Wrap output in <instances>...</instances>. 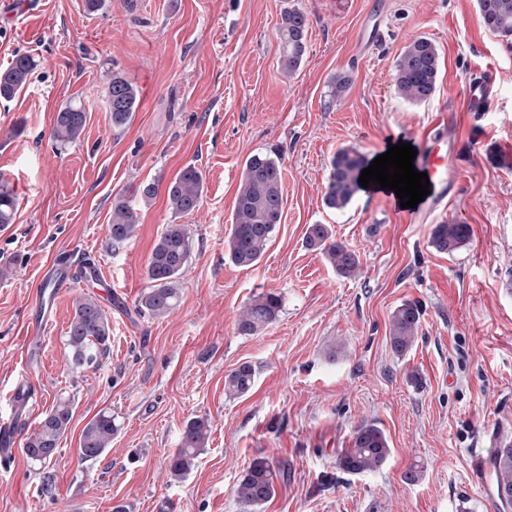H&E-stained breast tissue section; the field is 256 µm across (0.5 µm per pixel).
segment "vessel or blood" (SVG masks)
Segmentation results:
<instances>
[{
	"label": "vessel or blood",
	"mask_w": 512,
	"mask_h": 512,
	"mask_svg": "<svg viewBox=\"0 0 512 512\" xmlns=\"http://www.w3.org/2000/svg\"><path fill=\"white\" fill-rule=\"evenodd\" d=\"M495 95L494 76L485 72L470 79L465 87L464 97L469 105H489ZM450 124L449 114H439L424 134L425 143L420 163L436 189L431 209L444 205L449 194L457 189V177L453 170V156L456 147L453 141L445 140L444 130ZM108 277L100 261L94 255H87L81 263H74L64 257L53 262L40 276L30 307L37 313L29 323L31 334L45 332L52 324L51 312L54 302L76 283L95 281L107 282ZM41 399L34 385L17 386L11 394V419L0 422V461L9 460L20 445L17 424L32 416L39 408Z\"/></svg>",
	"instance_id": "b4317fda"
}]
</instances>
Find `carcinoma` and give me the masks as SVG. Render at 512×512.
I'll use <instances>...</instances> for the list:
<instances>
[{
	"instance_id": "carcinoma-1",
	"label": "carcinoma",
	"mask_w": 512,
	"mask_h": 512,
	"mask_svg": "<svg viewBox=\"0 0 512 512\" xmlns=\"http://www.w3.org/2000/svg\"><path fill=\"white\" fill-rule=\"evenodd\" d=\"M485 26L497 36L512 41V0H477ZM309 17L305 10L289 8L282 14L278 27L281 71L294 76L302 67L306 54ZM35 60L28 54L15 56L8 67L0 70V98L14 97L27 83ZM395 86L404 100L423 103L434 95L440 74V54L434 42L426 37L412 40L398 55L394 66ZM349 84L348 76H338L330 85L327 106L341 100ZM105 98L112 127L122 128L132 120L139 103V90L126 77L114 73ZM83 108L68 105L55 117L53 138L61 144L77 141L86 126ZM368 167L364 157L352 147L337 150L324 196L329 209L341 211L361 188V171ZM203 177L193 165L185 166L166 191L169 210L174 215H189L200 207ZM17 199L7 183L0 178V226L14 223ZM283 210L282 170L280 158L255 154L249 157L241 171L230 229L224 241L225 256L238 267L256 265L265 253ZM139 224L137 208L126 200L112 206L108 232L112 243L123 244L136 234ZM466 224H439L432 234V245L442 253L452 254L469 238ZM306 245L320 251L336 274L351 278L356 275L360 259L346 245L331 240L326 224H310L306 230ZM192 243L184 224H168L155 243L147 265L149 288L139 299V310L152 317L171 313L180 299L177 279L186 271ZM281 308L278 295L269 292L258 295L237 318L239 334L253 336L275 320ZM74 315L66 332L70 365L80 369L97 361L107 349L111 326L105 309L91 296L74 303ZM421 310L412 302L400 305L392 314L390 343L397 354L407 352L420 328ZM255 383V371L249 364L232 370L224 380V392L241 396ZM73 416L71 401L61 398L51 406L37 428L27 437L24 452L30 462L45 467L57 453L60 441ZM116 430L112 415H96L84 427L80 438V458L94 461L111 447ZM210 426L204 418L190 420L182 433L179 448L170 456L169 475L181 479L195 465L200 451L209 438ZM391 448L384 432L374 425H362L355 430L351 445L345 449L340 464L348 473L359 475L380 469L390 456ZM495 477L498 498L512 506V445L495 449L489 459ZM287 471L267 460H256L240 475L235 493L239 500L260 506L275 494L277 484Z\"/></svg>"
}]
</instances>
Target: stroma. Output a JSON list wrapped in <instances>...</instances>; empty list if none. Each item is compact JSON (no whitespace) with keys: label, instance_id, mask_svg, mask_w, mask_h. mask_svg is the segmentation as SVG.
Here are the masks:
<instances>
[{"label":"stroma","instance_id":"obj_1","mask_svg":"<svg viewBox=\"0 0 512 512\" xmlns=\"http://www.w3.org/2000/svg\"><path fill=\"white\" fill-rule=\"evenodd\" d=\"M306 10L305 62L284 78L277 29L285 8ZM383 37L361 50L370 6ZM433 40L441 72L435 95L404 101L395 60L410 41ZM30 54L37 66L12 100H0V178L18 199L0 228V408L28 375L41 410L70 398L73 417L49 468L17 453L0 467V512H505L488 460L512 441V46L489 31L477 0H0V68ZM491 70L495 101L463 111V89ZM121 73L141 92L125 128L113 129L104 89ZM346 73L344 98L326 107L331 78ZM81 104L76 142L52 137L60 108ZM453 107L457 192L445 210L400 208L359 191L342 211L323 202L330 161L350 146L366 158L395 142L420 146L421 131ZM277 151L284 213L259 263L225 258L245 160ZM203 174L200 208L175 218L165 189L187 165ZM157 183V194L138 188ZM140 223L113 245L117 200ZM192 240L180 301L167 316L138 308L146 266L165 225ZM470 228L453 254L431 244L436 225ZM326 224L360 257L338 276L306 247L308 225ZM99 256L111 289L81 284L58 301L49 332L29 337L31 290L60 254ZM112 328L98 364L72 370L64 339L77 297L101 298ZM282 298L276 319L253 336L236 319L254 297ZM422 310L412 348L393 352L392 312ZM255 370L250 392L231 397L224 378ZM111 412L112 446L81 461L85 425ZM208 419L210 434L184 478L168 474L185 425ZM372 424L391 454L377 471L340 467L354 430ZM266 458L288 476L259 507L238 500L243 470ZM419 465L422 478L406 483Z\"/></svg>","mask_w":512,"mask_h":512}]
</instances>
